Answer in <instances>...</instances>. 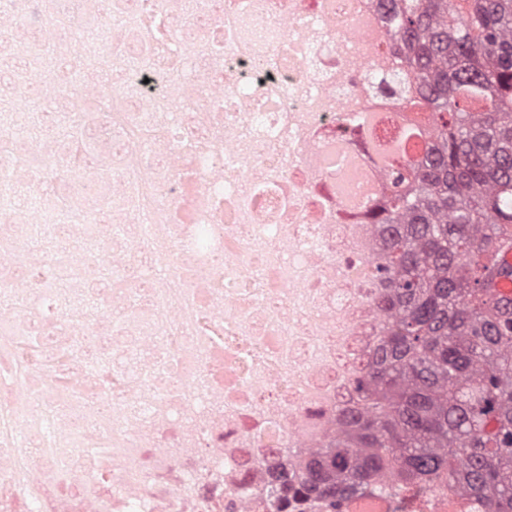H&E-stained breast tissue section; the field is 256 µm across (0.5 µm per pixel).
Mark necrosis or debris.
<instances>
[{
    "mask_svg": "<svg viewBox=\"0 0 512 512\" xmlns=\"http://www.w3.org/2000/svg\"><path fill=\"white\" fill-rule=\"evenodd\" d=\"M370 6L371 0H288L287 7L256 15L246 40L236 25H226L224 81L211 89L225 100V153L250 161L237 180L225 183V197L245 202L251 181L285 174L288 286L279 302L288 310V367L308 370L307 397L316 401L342 386L363 314L361 281L342 257L367 253L369 244L363 225L347 223L345 208L328 198L334 172L315 167L312 159L331 141L356 148L344 119L361 109H375L385 118L373 133L377 142L411 119L387 95L373 91L366 76L367 70L393 67L382 23L375 19L366 28L359 23ZM283 64L288 70L279 84L288 98L277 103L256 91L246 68L279 70ZM314 224L330 231L334 253L315 257L299 250ZM308 297L315 299V308L310 317L298 316V304Z\"/></svg>",
    "mask_w": 512,
    "mask_h": 512,
    "instance_id": "1",
    "label": "necrosis or debris"
}]
</instances>
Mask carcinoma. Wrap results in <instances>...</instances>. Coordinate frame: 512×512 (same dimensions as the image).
I'll use <instances>...</instances> for the list:
<instances>
[{
  "label": "carcinoma",
  "mask_w": 512,
  "mask_h": 512,
  "mask_svg": "<svg viewBox=\"0 0 512 512\" xmlns=\"http://www.w3.org/2000/svg\"><path fill=\"white\" fill-rule=\"evenodd\" d=\"M225 2L0 0V31L26 33L5 73L59 89L0 90V352L35 395L50 386V424L84 422L77 447L61 432L50 448L0 447V512L72 486L120 501L126 478L139 512L202 488L203 512H340L410 491L512 512V0H374L396 62L376 85L423 114L405 132L427 137L363 207L370 252L349 264L370 311L323 401L302 398L306 375L276 348L288 313L259 334L213 307L284 286L278 186L250 184L249 239L224 223V180L246 167L225 164L224 97L208 93L224 80ZM154 227L178 248L172 267L149 257ZM236 252L242 272L226 276ZM14 410L0 400L8 440ZM216 435L222 460L207 453ZM117 453L130 469L114 479Z\"/></svg>",
  "instance_id": "1"
}]
</instances>
